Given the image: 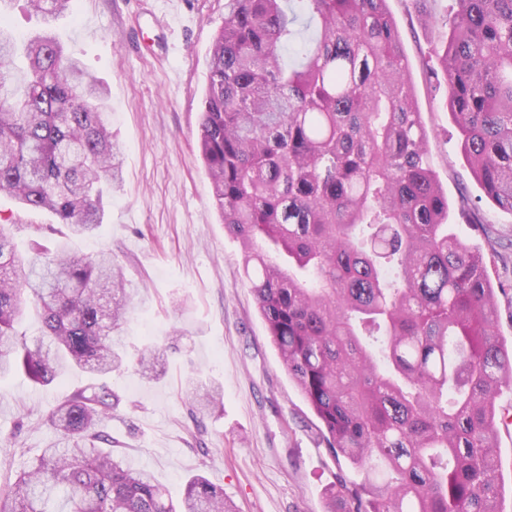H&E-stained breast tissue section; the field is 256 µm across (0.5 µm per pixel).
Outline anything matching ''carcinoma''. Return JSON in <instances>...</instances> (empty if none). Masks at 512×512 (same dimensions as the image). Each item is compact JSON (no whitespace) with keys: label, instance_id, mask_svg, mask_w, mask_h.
<instances>
[{"label":"carcinoma","instance_id":"1","mask_svg":"<svg viewBox=\"0 0 512 512\" xmlns=\"http://www.w3.org/2000/svg\"><path fill=\"white\" fill-rule=\"evenodd\" d=\"M41 27L17 36L8 7ZM434 48L476 180L512 213V0H454ZM74 0H0V194L65 228L19 257L0 223V374L47 386L65 370L151 378L114 336L130 297L112 253L72 241L103 224L121 172L107 90L53 22ZM198 147L224 229L288 375L333 457L366 472L327 512H505L496 399L512 348L484 253L448 224L401 35L387 0H224ZM47 345L16 325L24 306ZM118 397L93 383L57 404L58 437L0 486V512H237L202 475L179 502L97 448Z\"/></svg>","mask_w":512,"mask_h":512}]
</instances>
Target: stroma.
<instances>
[{
    "instance_id": "obj_1",
    "label": "stroma",
    "mask_w": 512,
    "mask_h": 512,
    "mask_svg": "<svg viewBox=\"0 0 512 512\" xmlns=\"http://www.w3.org/2000/svg\"><path fill=\"white\" fill-rule=\"evenodd\" d=\"M451 0H388L411 67L428 148L451 209L449 223L480 247L496 287L499 332L512 339V214L476 181L447 108L448 85L430 74L432 48L449 34ZM56 33L108 88L122 181L105 201L85 254L111 251L132 295L118 335L128 358L178 332L157 378L112 376L120 403L105 423L120 459L148 470L173 498L205 475L239 512H324L337 476L359 482L324 448L319 420L283 366L242 273L243 248L225 233L198 148L208 54L224 0H77ZM438 17L424 24L420 13ZM223 392L211 413L192 405V382ZM67 373L48 387L0 376V483L12 482L54 437L49 411L88 383ZM497 406L499 473L512 512V389Z\"/></svg>"
}]
</instances>
